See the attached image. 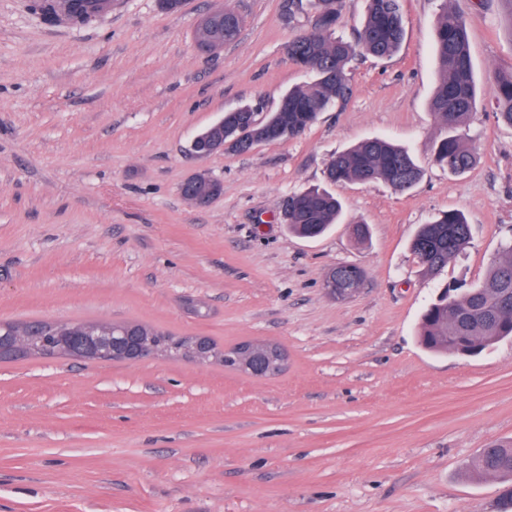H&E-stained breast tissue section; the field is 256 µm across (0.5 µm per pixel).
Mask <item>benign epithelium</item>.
I'll list each match as a JSON object with an SVG mask.
<instances>
[{"label":"benign epithelium","instance_id":"7a95c632","mask_svg":"<svg viewBox=\"0 0 512 512\" xmlns=\"http://www.w3.org/2000/svg\"><path fill=\"white\" fill-rule=\"evenodd\" d=\"M224 24V8L217 7L199 20L196 32L210 30L214 38L205 42L203 49L216 52L224 48V36L220 30ZM289 139L288 127L272 120L258 117V113L246 114L229 130H224V118H219L206 130L197 134L191 142V150L200 157L227 151L244 141L252 146L267 142L272 136ZM222 192L219 180L208 171L200 170L188 176L180 185V193L196 207L207 206ZM322 287L337 298H348L356 289L343 281L336 269L324 278ZM18 354L37 357L64 356L88 360H120L130 364L144 363L165 356L156 348L152 338L137 334L122 324H101L76 328L72 335L63 336L53 350H44L30 342L0 343V354L6 349ZM182 357L199 364H210L218 359V352L211 348L207 337L193 336ZM288 366V355L276 343L246 340L236 349L234 369L255 378H268L282 374Z\"/></svg>","mask_w":512,"mask_h":512}]
</instances>
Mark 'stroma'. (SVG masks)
Segmentation results:
<instances>
[{
	"label": "stroma",
	"mask_w": 512,
	"mask_h": 512,
	"mask_svg": "<svg viewBox=\"0 0 512 512\" xmlns=\"http://www.w3.org/2000/svg\"><path fill=\"white\" fill-rule=\"evenodd\" d=\"M444 2L468 22L483 87L477 160L460 175L432 162ZM223 4L243 26L207 54L195 26L213 0L175 14L112 0L80 26L0 0V323L137 322L221 349L267 340L288 368L255 379L184 358L0 361V512H500L503 484L462 470L512 437V339L460 357L424 349L417 331L512 236V128L489 89L512 73V5L402 0L405 43L388 60L356 56L344 106L292 140L199 159L200 129L246 104L273 111L310 80L286 53L308 28L295 0ZM373 136L405 147L421 181L327 184L329 160ZM198 169L223 187L204 208L179 192ZM314 186L343 217L301 238L284 210ZM449 209L467 214L472 242L428 277L409 243ZM342 263L365 271L344 301L322 288Z\"/></svg>",
	"instance_id": "stroma-1"
}]
</instances>
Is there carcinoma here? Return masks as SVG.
Segmentation results:
<instances>
[{"instance_id":"obj_1","label":"carcinoma","mask_w":512,"mask_h":512,"mask_svg":"<svg viewBox=\"0 0 512 512\" xmlns=\"http://www.w3.org/2000/svg\"><path fill=\"white\" fill-rule=\"evenodd\" d=\"M310 30L288 42V58L313 80L286 93L288 111L270 116L297 135L317 115L347 100L349 68L357 52L385 59L397 53L406 36L401 0H367V9L357 41L335 35L336 27H325L320 15L341 17L342 0H307ZM238 14L224 11L225 39H236ZM436 89L430 104L440 131L433 162L460 174L475 160L467 144L469 119L481 100L469 30L462 15L442 7L434 34ZM493 96L497 122L512 128V75L495 77ZM422 168L402 147L387 138L364 139L334 156L327 168L330 183L382 182L396 191H408L421 179ZM342 203L325 189L312 188L288 200V228L303 237L315 238L339 222ZM472 241V224L464 212L448 210L419 226L410 251L425 274H438L449 262L464 254ZM161 348L177 356L183 340L161 329L140 325ZM512 336V240L505 242L491 262L483 282L465 291L444 295L424 312L419 325L423 346L436 353H463V345L484 350ZM474 476H493L505 484L504 497L512 504V440L494 442L480 450L467 464Z\"/></svg>"}]
</instances>
